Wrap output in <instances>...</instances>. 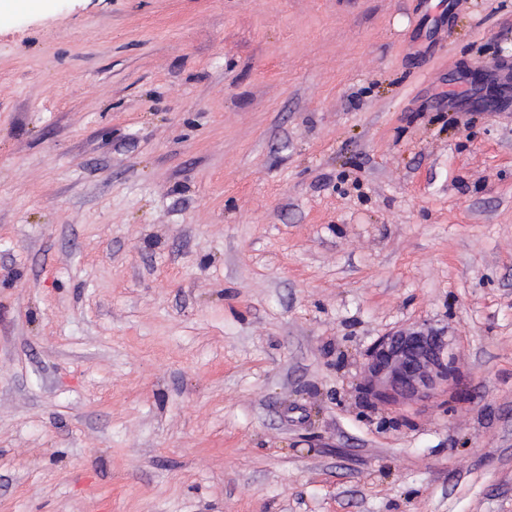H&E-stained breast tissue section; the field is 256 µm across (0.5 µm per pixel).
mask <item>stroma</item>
<instances>
[{
  "label": "stroma",
  "instance_id": "1",
  "mask_svg": "<svg viewBox=\"0 0 512 512\" xmlns=\"http://www.w3.org/2000/svg\"><path fill=\"white\" fill-rule=\"evenodd\" d=\"M0 512H512V0L0 14ZM363 368L366 398L391 405L431 397L438 383L454 378L455 358L442 333L423 328L379 337Z\"/></svg>",
  "mask_w": 512,
  "mask_h": 512
}]
</instances>
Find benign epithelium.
Segmentation results:
<instances>
[{
	"instance_id": "7a95c632",
	"label": "benign epithelium",
	"mask_w": 512,
	"mask_h": 512,
	"mask_svg": "<svg viewBox=\"0 0 512 512\" xmlns=\"http://www.w3.org/2000/svg\"><path fill=\"white\" fill-rule=\"evenodd\" d=\"M455 358L442 333L423 328L379 337L366 354L367 399L399 404L431 397L436 385L454 378Z\"/></svg>"
}]
</instances>
